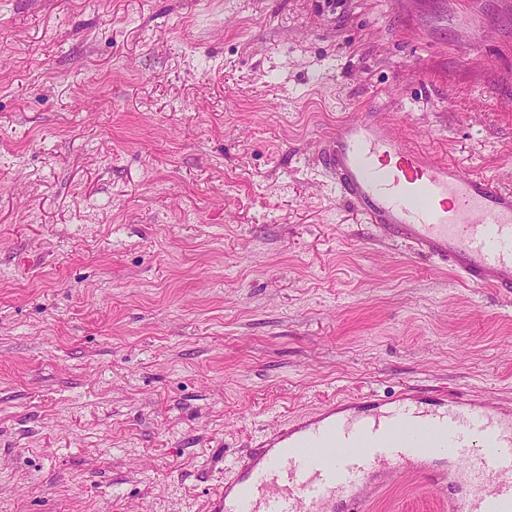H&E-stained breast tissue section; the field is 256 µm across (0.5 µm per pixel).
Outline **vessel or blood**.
Masks as SVG:
<instances>
[{"label":"vessel or blood","mask_w":512,"mask_h":512,"mask_svg":"<svg viewBox=\"0 0 512 512\" xmlns=\"http://www.w3.org/2000/svg\"><path fill=\"white\" fill-rule=\"evenodd\" d=\"M318 143L341 198L381 239L512 297L511 191L415 147L377 113L339 121ZM438 455L458 469H430ZM406 472L435 490L465 483L449 512H512V408L417 386L388 402H326L233 458L207 512H360L373 478Z\"/></svg>","instance_id":"1"}]
</instances>
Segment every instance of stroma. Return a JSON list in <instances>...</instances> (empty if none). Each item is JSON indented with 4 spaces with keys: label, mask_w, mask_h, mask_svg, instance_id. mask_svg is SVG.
Listing matches in <instances>:
<instances>
[{
    "label": "stroma",
    "mask_w": 512,
    "mask_h": 512,
    "mask_svg": "<svg viewBox=\"0 0 512 512\" xmlns=\"http://www.w3.org/2000/svg\"><path fill=\"white\" fill-rule=\"evenodd\" d=\"M377 109L512 190V0H0V512H204L284 417L512 408V299L316 161ZM382 477L364 512H438Z\"/></svg>",
    "instance_id": "35a3bbf8"
}]
</instances>
